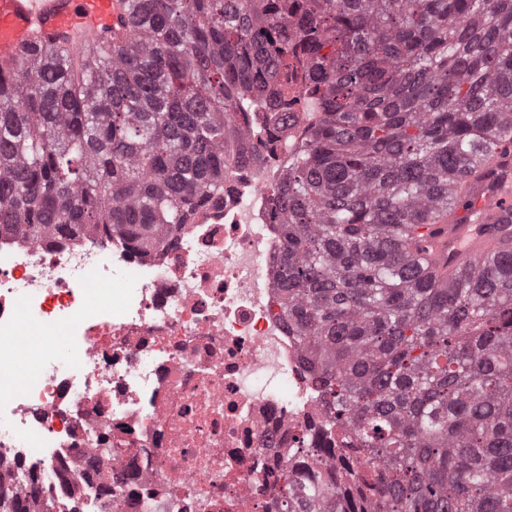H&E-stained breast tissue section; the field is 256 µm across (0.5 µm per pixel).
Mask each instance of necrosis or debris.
Here are the masks:
<instances>
[{
    "instance_id": "1",
    "label": "necrosis or debris",
    "mask_w": 512,
    "mask_h": 512,
    "mask_svg": "<svg viewBox=\"0 0 512 512\" xmlns=\"http://www.w3.org/2000/svg\"><path fill=\"white\" fill-rule=\"evenodd\" d=\"M293 83L253 99L224 145V191L166 226L121 234L0 232V483L53 512H281L269 481L332 464L333 415L280 308L284 237L272 194L317 112ZM112 285L89 308L91 284ZM61 326L64 351L23 353Z\"/></svg>"
}]
</instances>
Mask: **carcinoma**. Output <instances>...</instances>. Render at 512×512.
<instances>
[{
    "mask_svg": "<svg viewBox=\"0 0 512 512\" xmlns=\"http://www.w3.org/2000/svg\"><path fill=\"white\" fill-rule=\"evenodd\" d=\"M132 2L115 54L0 68V231L162 244L224 191L241 90L304 78L322 116L274 190L281 306L359 452L283 479L282 512H512V247L448 279L412 251L512 139V0Z\"/></svg>",
    "mask_w": 512,
    "mask_h": 512,
    "instance_id": "obj_1",
    "label": "carcinoma"
}]
</instances>
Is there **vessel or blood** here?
Listing matches in <instances>:
<instances>
[{"mask_svg":"<svg viewBox=\"0 0 512 512\" xmlns=\"http://www.w3.org/2000/svg\"><path fill=\"white\" fill-rule=\"evenodd\" d=\"M130 25L128 0H0V61L17 63L51 42L92 50ZM420 232L418 256L441 274L474 267L512 239V147L490 149L481 174Z\"/></svg>","mask_w":512,"mask_h":512,"instance_id":"obj_1","label":"vessel or blood"}]
</instances>
